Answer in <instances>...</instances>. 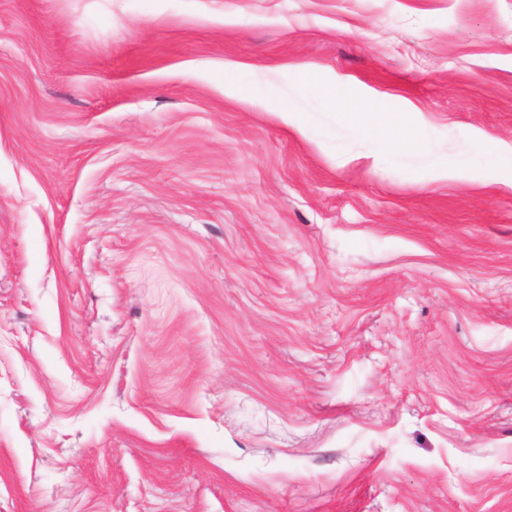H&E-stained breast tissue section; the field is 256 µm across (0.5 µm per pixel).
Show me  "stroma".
I'll return each instance as SVG.
<instances>
[{
  "label": "stroma",
  "instance_id": "1",
  "mask_svg": "<svg viewBox=\"0 0 512 512\" xmlns=\"http://www.w3.org/2000/svg\"><path fill=\"white\" fill-rule=\"evenodd\" d=\"M496 139L512 0H0V512H512ZM357 110L353 112L356 117L379 139H407L412 134L422 133L426 127L422 112H369L366 104H359Z\"/></svg>",
  "mask_w": 512,
  "mask_h": 512
}]
</instances>
